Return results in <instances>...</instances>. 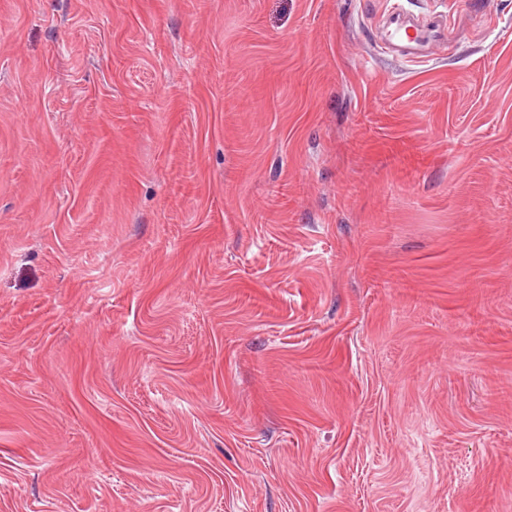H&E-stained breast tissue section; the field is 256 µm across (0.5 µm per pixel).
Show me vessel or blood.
<instances>
[{
  "label": "vessel or blood",
  "instance_id": "1",
  "mask_svg": "<svg viewBox=\"0 0 512 512\" xmlns=\"http://www.w3.org/2000/svg\"><path fill=\"white\" fill-rule=\"evenodd\" d=\"M388 13L385 36L377 45V52L394 49L409 60L421 61L425 58L426 47L433 44L443 46L450 39L447 18L440 17L431 24L418 25L403 8L402 0H392Z\"/></svg>",
  "mask_w": 512,
  "mask_h": 512
}]
</instances>
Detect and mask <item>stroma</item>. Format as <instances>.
I'll return each mask as SVG.
<instances>
[{
    "label": "stroma",
    "mask_w": 512,
    "mask_h": 512,
    "mask_svg": "<svg viewBox=\"0 0 512 512\" xmlns=\"http://www.w3.org/2000/svg\"><path fill=\"white\" fill-rule=\"evenodd\" d=\"M0 0V512H512V0ZM393 0L388 9L387 28L381 44L375 43L377 52L394 49L412 61H422L429 56L424 49L432 44L437 47L448 44L450 31L447 17L440 16L429 25L416 24L401 4ZM413 34V35H412Z\"/></svg>",
    "instance_id": "obj_1"
}]
</instances>
